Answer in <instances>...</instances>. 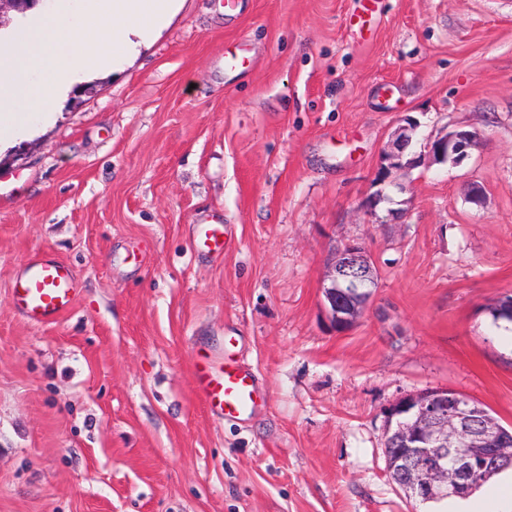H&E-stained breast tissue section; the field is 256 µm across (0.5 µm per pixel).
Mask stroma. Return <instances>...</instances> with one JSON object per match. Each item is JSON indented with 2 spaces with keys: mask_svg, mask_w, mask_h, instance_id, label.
I'll return each mask as SVG.
<instances>
[{
  "mask_svg": "<svg viewBox=\"0 0 512 512\" xmlns=\"http://www.w3.org/2000/svg\"><path fill=\"white\" fill-rule=\"evenodd\" d=\"M181 0L122 70L0 136V512H504L512 470L410 499L384 410L448 388L512 428V0ZM247 69H225L236 52ZM414 152L476 132L461 163L395 172L406 218L361 209L404 117ZM484 187L482 204L468 199ZM224 226V249L196 244ZM356 243L378 287L351 328L321 285ZM75 272L34 323L29 259ZM264 400L212 416L198 358L225 349ZM76 293L71 269L58 261H31L17 275L15 307L34 323L53 321L68 310Z\"/></svg>",
  "mask_w": 512,
  "mask_h": 512,
  "instance_id": "obj_1",
  "label": "stroma"
}]
</instances>
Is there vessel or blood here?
I'll return each mask as SVG.
<instances>
[{
	"label": "vessel or blood",
	"instance_id": "1",
	"mask_svg": "<svg viewBox=\"0 0 512 512\" xmlns=\"http://www.w3.org/2000/svg\"><path fill=\"white\" fill-rule=\"evenodd\" d=\"M76 293L71 269L58 261L29 262L13 288L18 311L35 323L52 321L68 310ZM194 381L209 412L227 420L248 416L260 397L253 374L217 353L198 361Z\"/></svg>",
	"mask_w": 512,
	"mask_h": 512
}]
</instances>
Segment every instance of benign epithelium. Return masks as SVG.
I'll use <instances>...</instances> for the list:
<instances>
[{
    "instance_id": "7a95c632",
    "label": "benign epithelium",
    "mask_w": 512,
    "mask_h": 512,
    "mask_svg": "<svg viewBox=\"0 0 512 512\" xmlns=\"http://www.w3.org/2000/svg\"><path fill=\"white\" fill-rule=\"evenodd\" d=\"M40 0H0V27L6 16L26 2ZM418 124L404 119L391 135L382 152L373 186L361 207L375 216L382 205L391 202L384 185L392 173L418 164L411 155ZM476 136L454 130L435 139L429 147L436 162L455 164L468 156ZM377 270L356 243H347L334 252L323 284L324 306L336 330L356 323L368 310L377 288ZM480 402L446 388H435L408 395L390 405L385 412V450L394 451L390 471L405 493L422 503L461 496L483 482L492 471L512 469V455L499 451L501 432L479 425L474 410ZM483 446V454L467 452L474 444Z\"/></svg>"
}]
</instances>
